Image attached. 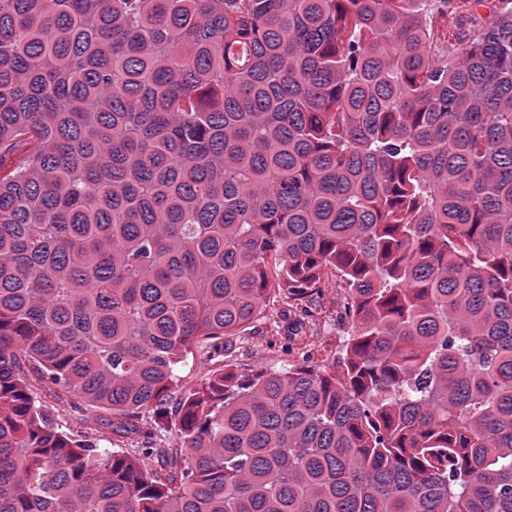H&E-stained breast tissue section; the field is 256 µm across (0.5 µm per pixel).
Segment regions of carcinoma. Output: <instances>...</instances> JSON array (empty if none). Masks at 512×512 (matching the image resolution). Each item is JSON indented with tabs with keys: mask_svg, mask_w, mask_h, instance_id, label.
<instances>
[{
	"mask_svg": "<svg viewBox=\"0 0 512 512\" xmlns=\"http://www.w3.org/2000/svg\"><path fill=\"white\" fill-rule=\"evenodd\" d=\"M0 0V512H512V0ZM339 279L333 365L186 391ZM144 432L58 431L21 364ZM175 417L174 448L153 439ZM477 13L478 15L473 16L462 11L448 16V52H452L469 40L478 22H485L490 19V9L488 7H479Z\"/></svg>",
	"mask_w": 512,
	"mask_h": 512,
	"instance_id": "carcinoma-1",
	"label": "carcinoma"
}]
</instances>
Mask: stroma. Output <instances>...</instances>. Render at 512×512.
I'll return each instance as SVG.
<instances>
[{"mask_svg": "<svg viewBox=\"0 0 512 512\" xmlns=\"http://www.w3.org/2000/svg\"><path fill=\"white\" fill-rule=\"evenodd\" d=\"M292 305L291 299H280L242 334L215 340L210 347L196 352L180 372L183 386L196 384L227 362L243 372L260 366L278 369L288 364L332 363L349 330L335 280L326 281L309 296L305 303L308 314L294 333L288 330L293 319ZM23 376L32 383L39 406L59 431L118 451L133 452L141 447L140 436L113 430L112 413L73 407L70 395L62 389L38 384L32 368H25Z\"/></svg>", "mask_w": 512, "mask_h": 512, "instance_id": "1", "label": "stroma"}]
</instances>
